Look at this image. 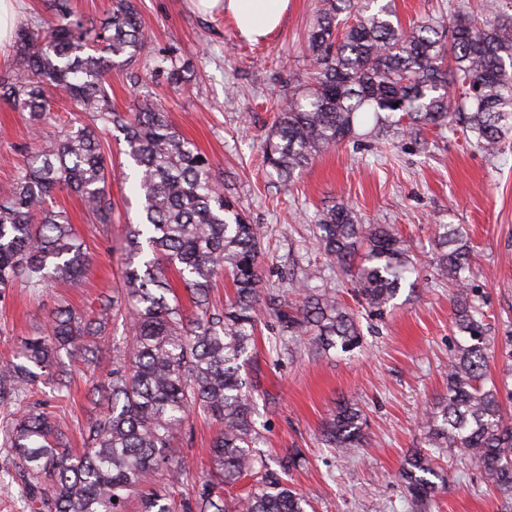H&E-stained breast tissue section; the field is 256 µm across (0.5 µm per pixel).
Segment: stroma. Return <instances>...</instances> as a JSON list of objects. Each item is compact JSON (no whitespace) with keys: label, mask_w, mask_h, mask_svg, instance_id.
Instances as JSON below:
<instances>
[{"label":"stroma","mask_w":512,"mask_h":512,"mask_svg":"<svg viewBox=\"0 0 512 512\" xmlns=\"http://www.w3.org/2000/svg\"><path fill=\"white\" fill-rule=\"evenodd\" d=\"M135 4L155 52L191 58V78L176 89L163 72H143L136 83L116 68L107 77L113 104L128 111L153 102L208 156L225 193L262 228V287L313 273L316 284L352 308L361 328L363 348L350 356H325L306 342L282 357L259 346L252 371L260 379L257 403L267 422V458L301 450L293 477L314 512H413L399 471L408 450L428 446L422 421L446 391L445 369L457 339L453 288L437 278L432 264L435 225L459 224L469 234L470 285L487 315L495 351L491 374L512 388V377L503 376L512 365L505 357L512 350V136L493 156L458 127L429 129L417 140L362 136L316 157L293 183L283 184L266 174L261 146L276 119L277 100L307 66V33L321 0H290L281 26L260 43L240 38L229 18L194 12L188 0ZM49 108L48 119L36 128L28 113L0 101V187L14 180L35 137L49 138L72 122L90 120L59 94L50 96ZM104 154L114 171V219L91 223L80 199L55 194L56 207L67 211L91 262L78 281L61 280L44 291L13 288L8 303L0 304V362L38 335L57 308L85 316L117 289L124 226L137 220L141 205L123 180L129 159L117 134L107 135ZM339 200L363 223L393 225L418 260L413 285L401 288L384 315L356 302L349 279L326 265L315 244L311 216ZM127 334L125 319L108 320L97 342V363L74 373L65 401H57L49 385L41 387L74 448H81L82 434L99 412L86 397L88 385L105 379L112 350ZM342 398L357 403L366 418L363 445L346 461L320 442L321 428ZM217 432L216 424L199 419L176 439L189 478L209 470L208 448ZM434 460L447 486L427 512H500L498 492L460 451L437 452Z\"/></svg>","instance_id":"35a3bbf8"}]
</instances>
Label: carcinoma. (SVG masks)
<instances>
[{"mask_svg": "<svg viewBox=\"0 0 512 512\" xmlns=\"http://www.w3.org/2000/svg\"><path fill=\"white\" fill-rule=\"evenodd\" d=\"M309 30L305 78L276 104L263 161L283 183L318 155L357 135L372 122L380 134L400 129L418 137L429 127L457 126L495 154L512 131V15L477 20L465 3H449L451 18L402 27L392 0H323ZM46 28H22L13 70L0 75V100L46 119L48 94L65 91L91 123L69 125L41 140L0 191V302L19 282L48 288L79 278L90 262L67 214L48 207L58 191L81 199L90 221L112 223V171L100 136L123 135L132 161L125 174L141 200L139 221L126 225L121 292L99 303L97 317L70 310L50 313L46 328L0 366V405L16 410L0 427L9 458L6 475L18 486L25 512H125L140 498L142 512H309V501L290 484L300 462L293 450L264 465L265 423L259 421L250 353L261 314L274 323L271 352L310 337L319 352L351 354L363 345L353 311L333 291L290 279L261 292V228L247 221L224 194L207 157L152 103L131 112L112 108L105 76L151 59L170 83L183 84L188 61L153 56L134 0H112L98 23L73 14L69 0H47ZM328 264L350 277L354 296L381 316L417 261L388 224H362L340 200L311 219ZM433 257L440 279L454 282L453 325L460 335L448 358L447 392L425 416L429 447L459 448L485 478L512 501V418L499 389L488 385L491 354L486 314L476 304L466 272L468 234L460 224L435 227ZM184 282L197 312L188 316L170 299L166 273ZM228 277L234 295L211 301L214 279ZM126 314L130 336L112 356L106 380L88 397L102 411L85 429L86 448L76 456L63 422L36 398L50 378L65 399L72 373L63 357L87 361L89 337L104 320ZM197 416L220 425L210 472L174 498L153 487L157 470L180 482L185 469L175 440ZM365 420L355 403L336 406L321 432L323 445L343 456L361 446ZM252 479L244 496H224V486ZM432 455L413 448L401 478L412 502L433 500L441 487Z\"/></svg>", "mask_w": 512, "mask_h": 512, "instance_id": "carcinoma-1", "label": "carcinoma"}]
</instances>
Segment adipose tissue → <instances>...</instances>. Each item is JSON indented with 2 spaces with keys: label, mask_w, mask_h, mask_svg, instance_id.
Listing matches in <instances>:
<instances>
[{
  "label": "adipose tissue",
  "mask_w": 512,
  "mask_h": 512,
  "mask_svg": "<svg viewBox=\"0 0 512 512\" xmlns=\"http://www.w3.org/2000/svg\"><path fill=\"white\" fill-rule=\"evenodd\" d=\"M190 3L200 13L230 17L240 37L259 42L281 24L289 0H190Z\"/></svg>",
  "instance_id": "obj_1"
}]
</instances>
